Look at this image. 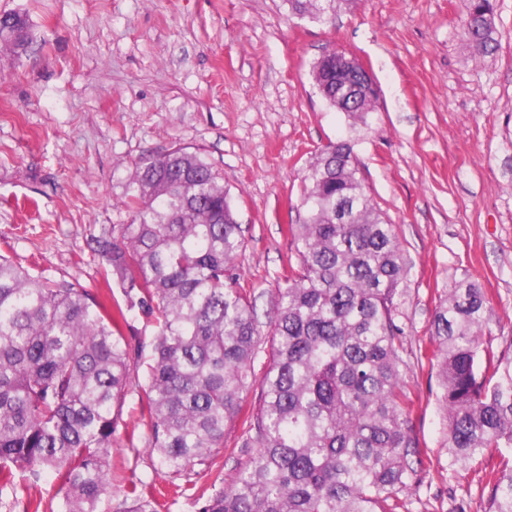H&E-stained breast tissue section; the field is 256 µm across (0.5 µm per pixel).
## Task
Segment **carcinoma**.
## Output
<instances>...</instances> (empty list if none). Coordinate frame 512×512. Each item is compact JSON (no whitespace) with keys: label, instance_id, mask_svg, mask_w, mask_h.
Segmentation results:
<instances>
[{"label":"carcinoma","instance_id":"1","mask_svg":"<svg viewBox=\"0 0 512 512\" xmlns=\"http://www.w3.org/2000/svg\"><path fill=\"white\" fill-rule=\"evenodd\" d=\"M352 0H283L288 13L326 24ZM493 0H465L459 36L483 57L496 48ZM33 42L26 18L0 22V47L20 56ZM321 97L366 122L374 90L350 101L336 64H323ZM347 141L315 154L301 207L289 225L296 265L277 289L261 377L256 300L236 263L244 249L229 191L202 153L147 152L124 183L126 224L91 240L127 308L108 312L91 292L38 278L0 254V508L40 512L31 490L55 474L59 512H98L110 492L116 410L136 372L123 325L139 309L156 326L141 402L147 447L179 476L215 464L224 429L257 384L263 402L247 420L253 448L235 480L208 496L177 486L198 512H398L422 481L424 449L399 309L409 270L395 226L365 190ZM488 300L468 277L438 295L429 335L437 368L444 448L476 464L490 490L484 512H512V357L483 343ZM117 512H157L132 483Z\"/></svg>","mask_w":512,"mask_h":512}]
</instances>
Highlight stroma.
Wrapping results in <instances>:
<instances>
[{"label":"stroma","instance_id":"stroma-1","mask_svg":"<svg viewBox=\"0 0 512 512\" xmlns=\"http://www.w3.org/2000/svg\"><path fill=\"white\" fill-rule=\"evenodd\" d=\"M497 47L475 58L459 38L463 0H358L321 25L282 0H0L27 17V54L0 52V253L32 274L88 289L112 307L89 241L124 224L131 163L180 144L224 177L245 236L238 263L267 325L280 277L296 264L288 225L302 223L303 178L315 153L352 140L367 193L395 225L409 268L399 323L414 359L404 380L426 450L409 512H485L489 490L441 449L437 370L424 353L437 296L473 277L488 298L485 342L512 356V0H496ZM372 72L378 102L350 133L313 86L330 47ZM135 374L109 457L117 512L131 482L171 483L145 448ZM245 429L224 431L217 467L187 478L211 492L248 460ZM136 435L139 447L127 445Z\"/></svg>","mask_w":512,"mask_h":512}]
</instances>
